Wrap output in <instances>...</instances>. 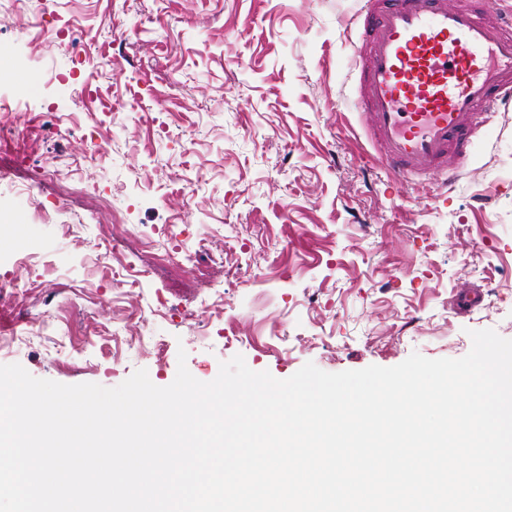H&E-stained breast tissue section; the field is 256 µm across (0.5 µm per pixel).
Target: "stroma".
Masks as SVG:
<instances>
[{
    "label": "stroma",
    "mask_w": 512,
    "mask_h": 512,
    "mask_svg": "<svg viewBox=\"0 0 512 512\" xmlns=\"http://www.w3.org/2000/svg\"><path fill=\"white\" fill-rule=\"evenodd\" d=\"M362 5L0 0V364L164 387L182 350L209 382L238 354L286 379L512 339V106L452 188L396 180L356 105ZM93 128L101 160L61 171ZM116 224L120 252L97 263ZM126 265L148 270L139 287L114 286ZM467 288L482 299L463 312Z\"/></svg>",
    "instance_id": "obj_1"
}]
</instances>
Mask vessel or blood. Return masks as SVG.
Instances as JSON below:
<instances>
[{"mask_svg":"<svg viewBox=\"0 0 512 512\" xmlns=\"http://www.w3.org/2000/svg\"><path fill=\"white\" fill-rule=\"evenodd\" d=\"M357 107L377 158L413 180L456 178L471 138L512 103V34L448 0H373Z\"/></svg>","mask_w":512,"mask_h":512,"instance_id":"b4317fda","label":"vessel or blood"}]
</instances>
